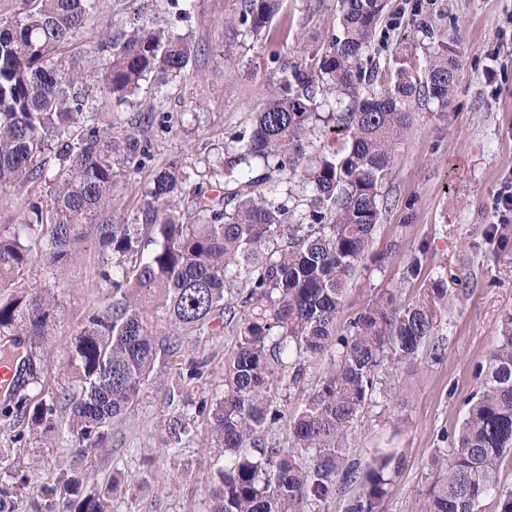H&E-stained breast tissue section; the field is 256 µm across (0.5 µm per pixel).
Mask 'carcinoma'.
I'll return each instance as SVG.
<instances>
[{"instance_id": "carcinoma-1", "label": "carcinoma", "mask_w": 512, "mask_h": 512, "mask_svg": "<svg viewBox=\"0 0 512 512\" xmlns=\"http://www.w3.org/2000/svg\"><path fill=\"white\" fill-rule=\"evenodd\" d=\"M100 0H18L0 21V192L39 182L52 206L31 200L16 224L0 225V284L15 292L0 300V336L26 343L18 389L0 415L17 411L30 428H57L65 402L69 433L88 447L104 443L103 428L134 405L157 358L156 312L175 327L168 351L209 324L220 310L234 324L235 348L224 360V395L210 412L224 443V467L212 488V512H325L338 487L357 485L343 512H383L391 472L401 460L377 457L361 467L349 461V439L379 395H401L398 376L426 353L441 356L430 303L448 298L442 277L426 288L432 302L403 304L387 289L338 330L350 284L365 260L388 206L383 186L397 144L420 100L445 107L456 85L458 60L436 49L420 71L398 67L378 92L379 67L371 38L386 0H339L341 30L317 48L313 68L295 64L282 77L253 126L224 143L209 169L221 186L209 194L169 163L141 192L133 214L117 222L114 193L154 159L152 140L118 130L113 110L128 105L142 83L163 86L197 50L190 37L155 19L135 17L92 49L101 67L86 71L65 50L76 43ZM284 0H243L242 35L266 39ZM332 127V139L316 134ZM53 158L58 168L50 169ZM92 239L112 260L103 277L119 292L102 313L87 317L66 349L64 374L74 387L63 396L31 401L23 390L41 381L40 352L55 324L57 299L20 285L33 258L32 242L51 267L64 266ZM234 298L228 300L226 295ZM329 356V365L303 407L288 422L289 445L265 447V429L280 420L275 393L300 381L302 362ZM480 393L453 435L445 474L428 490V512H512V489L498 470L512 454V311L501 316L485 363L477 367ZM188 433L168 423L167 447ZM258 454L244 452L247 445ZM0 448V512H15L29 477L12 471ZM65 490L79 498L74 512H106L82 495L80 480L62 473ZM53 512L56 488L39 489Z\"/></svg>"}]
</instances>
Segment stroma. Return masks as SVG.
I'll list each match as a JSON object with an SVG mask.
<instances>
[{
  "instance_id": "1",
  "label": "stroma",
  "mask_w": 512,
  "mask_h": 512,
  "mask_svg": "<svg viewBox=\"0 0 512 512\" xmlns=\"http://www.w3.org/2000/svg\"><path fill=\"white\" fill-rule=\"evenodd\" d=\"M242 0H196L190 22L179 18L180 0H101L100 12L70 47L86 67L98 59L90 49L108 28H121L134 13H154L157 21L190 33L200 54L164 88L143 84L133 105L120 108L117 122L135 129L141 113L154 120L144 134L154 146L151 167L132 176L115 197L117 219L128 217L154 167L175 161L191 182L203 181L224 150V142L249 129L256 112L281 77V65L307 62L312 52L339 29L337 0H285L270 25L268 43L238 32ZM411 0H389L387 20L377 27L372 48L382 74L398 65L424 67L426 38L456 51L455 91L444 117L433 102L417 104L412 125L397 147L384 191L389 206L374 235L372 253L382 261H364L350 286L338 325L349 320L384 288L400 287L402 301L418 299L430 281L445 278L454 293L441 313L442 356L422 357L419 371L401 376L406 402L375 401L363 414L350 441L349 455L359 463L379 455L400 457L384 512H426L427 491L441 476L452 453L450 440L469 399L479 390L477 367L489 353L502 314L512 310V223H496L494 196L504 178H512V0H423L412 15ZM280 51L281 65L267 61ZM402 241L387 252L390 241ZM426 254H419V245ZM421 273L411 276L413 258ZM104 263L93 242L62 267L32 259L23 283L48 288L58 299L53 336L44 351L40 386L54 393L64 385L58 368L71 337L88 313L111 305L114 290L101 277ZM153 371L130 413L106 429L104 447L79 449L66 428L43 437L26 423L0 416V448L12 451L15 469L33 482L56 487L60 464L69 461L83 492L103 497L107 512H210L208 492L224 465V444L211 432L202 405L224 393V359L236 338L222 313L208 328L188 337L181 351L167 350L166 336ZM201 375L183 397L170 390L190 362ZM326 358L305 364L300 383L284 386L276 406L283 417L264 434L266 443L288 445V418L317 385ZM188 422L191 432L173 448L163 447L172 417ZM121 489L109 493L112 481ZM63 505V492L55 494Z\"/></svg>"
}]
</instances>
